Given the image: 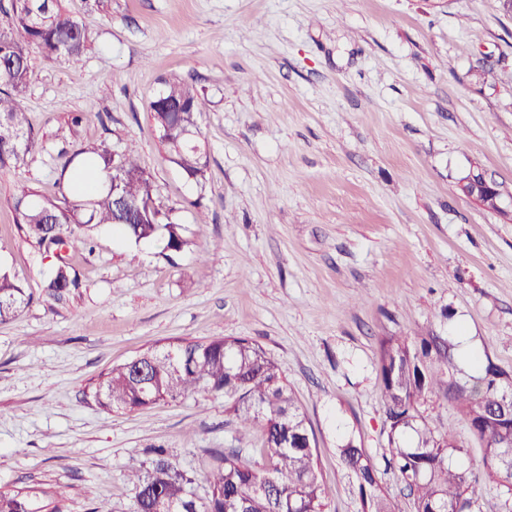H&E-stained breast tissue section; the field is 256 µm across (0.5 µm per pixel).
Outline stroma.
Instances as JSON below:
<instances>
[{
    "label": "stroma",
    "mask_w": 512,
    "mask_h": 512,
    "mask_svg": "<svg viewBox=\"0 0 512 512\" xmlns=\"http://www.w3.org/2000/svg\"><path fill=\"white\" fill-rule=\"evenodd\" d=\"M61 4L96 41L69 60L31 50L22 123L40 146L0 167V267L26 294L0 323V491L50 484L64 512H133L132 453L166 449L201 495L214 452L260 463L261 435L240 436L223 395L131 411L91 395L148 349L232 336L281 365L327 512H362L338 453L349 440L411 512L388 448L381 341L459 324L512 372V16L500 0ZM168 79L207 102L197 181L148 112ZM100 140L137 156L187 244L166 252L99 227L93 251L70 256L79 288L55 300L53 261L20 230L14 200L57 197L61 152ZM475 167L497 184L498 209L461 192ZM421 413L481 477L461 414L440 396ZM472 512H512V495L481 477Z\"/></svg>",
    "instance_id": "35a3bbf8"
}]
</instances>
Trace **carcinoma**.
<instances>
[{
	"label": "carcinoma",
	"instance_id": "obj_1",
	"mask_svg": "<svg viewBox=\"0 0 512 512\" xmlns=\"http://www.w3.org/2000/svg\"><path fill=\"white\" fill-rule=\"evenodd\" d=\"M93 40V33L64 12L59 0H11L10 10L0 18V165L17 163L38 148V140L22 132L20 118L30 84L31 48L50 59H68L80 56ZM205 107V99L179 80L166 81L164 91L149 104L170 161L195 180L203 176V152L188 133L198 131L197 115ZM114 170L126 182L124 208L108 185ZM96 177L100 187L90 193L89 183ZM59 185L54 200L29 190L14 204L16 222L41 249L49 224L69 229V236L59 240L67 248L88 242L101 225L137 243L161 239L169 250L186 243L182 225L157 202L150 176L127 154L112 167V151L104 141L65 156ZM62 282L80 287L66 266L58 284L47 285L49 295L56 296ZM24 303L23 288L0 269V322L12 319ZM476 363L480 376L458 378L454 345L434 331L411 343L401 336L381 342L379 374L388 445L414 512H470L478 494L479 477L451 460L461 452L453 432L435 433L420 414V407L436 393L459 410L482 442L485 477L512 489V374L479 354ZM209 393L224 394L242 435L262 432L263 464L243 461L234 449L220 453L206 476V495L200 497L195 476L173 465L164 449L155 448L149 459L132 457L128 464V478L137 489L134 512H325L327 493L318 477L306 418L280 364L246 338L147 350L112 367L92 396L104 409L134 410ZM339 456L357 478L362 512H401L363 449L349 441L339 448ZM0 512L62 509L53 488L18 487L0 491Z\"/></svg>",
	"mask_w": 512,
	"mask_h": 512
}]
</instances>
